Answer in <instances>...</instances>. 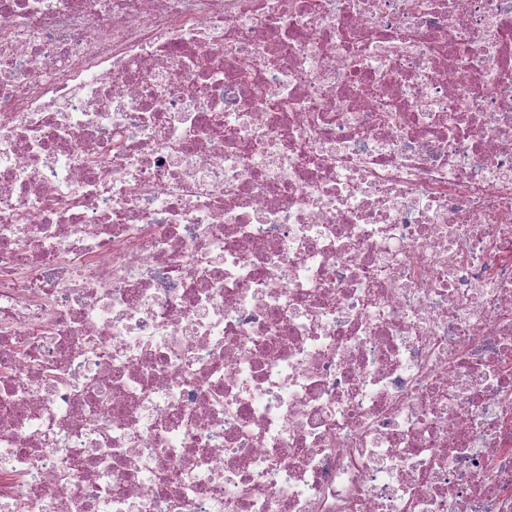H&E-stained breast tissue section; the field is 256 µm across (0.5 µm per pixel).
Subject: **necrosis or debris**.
Segmentation results:
<instances>
[{
    "label": "necrosis or debris",
    "instance_id": "necrosis-or-debris-1",
    "mask_svg": "<svg viewBox=\"0 0 512 512\" xmlns=\"http://www.w3.org/2000/svg\"><path fill=\"white\" fill-rule=\"evenodd\" d=\"M0 512H512V0H0Z\"/></svg>",
    "mask_w": 512,
    "mask_h": 512
}]
</instances>
